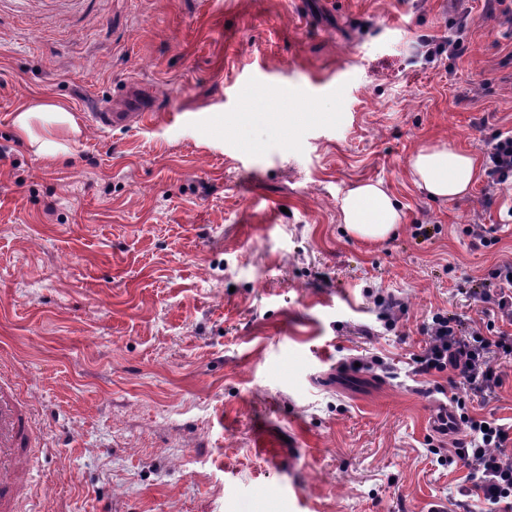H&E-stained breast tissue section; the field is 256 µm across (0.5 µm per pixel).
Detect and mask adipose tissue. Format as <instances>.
Masks as SVG:
<instances>
[{
  "label": "adipose tissue",
  "mask_w": 512,
  "mask_h": 512,
  "mask_svg": "<svg viewBox=\"0 0 512 512\" xmlns=\"http://www.w3.org/2000/svg\"><path fill=\"white\" fill-rule=\"evenodd\" d=\"M19 136L36 153H62V137L77 132L73 114L58 102L45 98L29 102L14 118ZM477 170L474 157L445 145L420 148L411 161L413 183L430 197L450 199L471 188ZM347 231L359 238H386L402 222V214L390 193L378 182H361L346 192L340 204Z\"/></svg>",
  "instance_id": "ef3b65f1"
}]
</instances>
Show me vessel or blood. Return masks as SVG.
Listing matches in <instances>:
<instances>
[{
    "mask_svg": "<svg viewBox=\"0 0 512 512\" xmlns=\"http://www.w3.org/2000/svg\"><path fill=\"white\" fill-rule=\"evenodd\" d=\"M141 112H96L102 127L142 123ZM32 411L14 380L0 377V512H18L31 483Z\"/></svg>",
    "mask_w": 512,
    "mask_h": 512,
    "instance_id": "1",
    "label": "vessel or blood"
}]
</instances>
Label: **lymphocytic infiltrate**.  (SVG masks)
Wrapping results in <instances>:
<instances>
[{
    "label": "lymphocytic infiltrate",
    "instance_id": "1",
    "mask_svg": "<svg viewBox=\"0 0 512 512\" xmlns=\"http://www.w3.org/2000/svg\"><path fill=\"white\" fill-rule=\"evenodd\" d=\"M484 173L492 186L512 184V133L491 131L484 139ZM471 293L482 305L486 323L465 325L456 315L434 313L423 327L421 350L412 358L414 375H447L481 404L497 397L505 382L500 366L512 362V260L495 263ZM466 428L440 463L462 466L467 475L456 502L467 512L471 498L490 505L491 512H512V425L496 418L460 412Z\"/></svg>",
    "mask_w": 512,
    "mask_h": 512
}]
</instances>
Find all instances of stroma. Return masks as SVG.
<instances>
[{
  "label": "stroma",
  "mask_w": 512,
  "mask_h": 512,
  "mask_svg": "<svg viewBox=\"0 0 512 512\" xmlns=\"http://www.w3.org/2000/svg\"><path fill=\"white\" fill-rule=\"evenodd\" d=\"M467 5L429 59L449 0H0V368L37 413L42 512H456L437 413L512 424V365L485 407L411 372L432 313L479 321L471 282L512 259V191L410 176L512 131V38ZM37 98L75 115L66 155L17 137ZM363 181L402 207L385 241L340 222ZM145 115L143 112H95L92 119L96 125L102 127L132 126L141 124ZM477 170L475 158L446 145L420 148L411 161L413 183L432 198L450 199L471 188ZM377 304L381 307V319L384 321L386 330H394L397 325L398 313L402 312L405 308L404 303L394 294L387 296H376Z\"/></svg>",
  "instance_id": "1"
}]
</instances>
